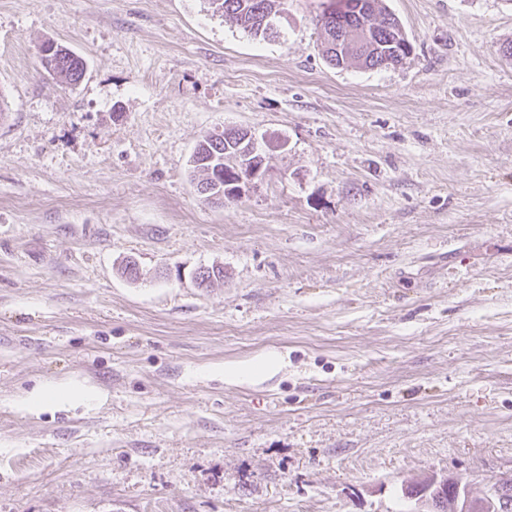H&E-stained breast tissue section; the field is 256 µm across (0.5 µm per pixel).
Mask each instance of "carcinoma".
<instances>
[{
    "label": "carcinoma",
    "mask_w": 512,
    "mask_h": 512,
    "mask_svg": "<svg viewBox=\"0 0 512 512\" xmlns=\"http://www.w3.org/2000/svg\"><path fill=\"white\" fill-rule=\"evenodd\" d=\"M361 0H335L320 19L322 53L339 39H350V45H341L331 52L330 64L342 66L354 61L366 68H381L387 62L400 63L411 52V45L400 20L383 5V0H372L373 8L366 17L358 9ZM214 11L235 23L254 37L269 38L262 28V19L272 11L284 10L285 0H210ZM86 71L84 60L63 46L56 55V64L48 70L71 84L79 83ZM249 141L239 129L230 128L206 135L196 146L192 169L198 183L210 186L227 198L235 197L236 169L242 167L250 154ZM224 277L221 268H201L195 273L196 283L203 287Z\"/></svg>",
    "instance_id": "carcinoma-1"
}]
</instances>
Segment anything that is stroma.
I'll use <instances>...</instances> for the list:
<instances>
[{"label": "stroma", "mask_w": 512, "mask_h": 512, "mask_svg": "<svg viewBox=\"0 0 512 512\" xmlns=\"http://www.w3.org/2000/svg\"><path fill=\"white\" fill-rule=\"evenodd\" d=\"M328 5L264 40L208 0H0V512H414L416 479L512 475V0H384L412 51L377 69L325 60ZM224 128L268 171L216 204L190 160ZM44 382L94 395L20 409ZM56 55V64L46 71L71 84H78L84 77L86 64L84 60L65 46Z\"/></svg>", "instance_id": "stroma-1"}]
</instances>
